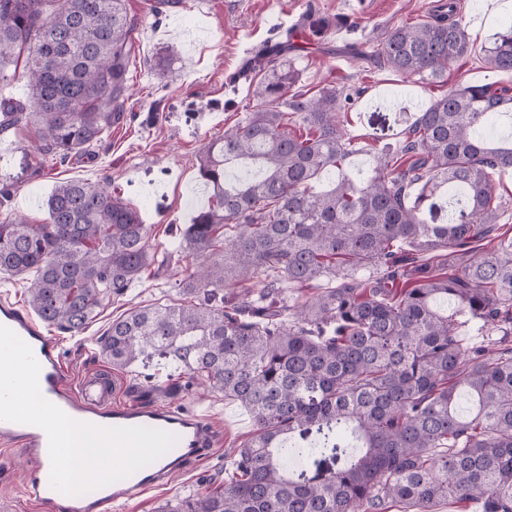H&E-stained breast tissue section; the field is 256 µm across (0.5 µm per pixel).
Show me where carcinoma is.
Wrapping results in <instances>:
<instances>
[{
  "label": "carcinoma",
  "mask_w": 512,
  "mask_h": 512,
  "mask_svg": "<svg viewBox=\"0 0 512 512\" xmlns=\"http://www.w3.org/2000/svg\"><path fill=\"white\" fill-rule=\"evenodd\" d=\"M134 30L125 0H0V81L22 58L31 90L28 105L0 100V133L31 118L39 150L61 159L102 140L128 99ZM367 44L379 67L431 83L470 35L456 0H440L431 20ZM288 50L248 52L244 73L263 75L255 105L199 156L211 203L162 259L194 261L180 299L118 317L98 340L113 368L168 361L252 418L233 477L163 512H512V232L491 179L512 170V141L475 135L512 112V87L448 89L354 175L363 148L339 116L350 94H289L293 61L271 67ZM484 62L512 72V25ZM327 172L333 187L314 190ZM47 207L44 224L0 223V272L24 276L31 311L76 335L157 254L106 186L59 182ZM318 282L288 304L287 289ZM463 316L486 344L462 342Z\"/></svg>",
  "instance_id": "cac0c4a2"
}]
</instances>
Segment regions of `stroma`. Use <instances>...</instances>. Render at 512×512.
Listing matches in <instances>:
<instances>
[{
    "instance_id": "obj_1",
    "label": "stroma",
    "mask_w": 512,
    "mask_h": 512,
    "mask_svg": "<svg viewBox=\"0 0 512 512\" xmlns=\"http://www.w3.org/2000/svg\"><path fill=\"white\" fill-rule=\"evenodd\" d=\"M435 5L436 0H175L162 7L158 0H128L138 49L128 64L129 100L120 119L87 153L63 161L35 151V124L0 134V221L46 223V201L57 182H104L149 224L154 251L164 253L176 231L207 203L198 174L204 145L240 123L255 103L237 78L247 51L285 39L291 28L298 35L291 53L299 71L296 91L312 96L328 85L349 90L343 127L372 150L399 144L406 120L449 84L512 85V72L489 69L483 60L489 37L512 25V0H458L471 51L460 66L450 67L446 81L407 78L352 54L351 45L373 31L425 21ZM161 55L171 58L163 72L156 68ZM188 272L184 262L150 269L106 304L84 333L50 331L74 373L112 372L124 381L121 400L171 402L204 413L213 427L216 446L207 459L188 462L167 485L129 501L122 512H159L164 504L205 491L210 478L227 477L233 448L253 431L249 414L223 395L193 384L173 398L148 387L146 367L114 370L99 354L97 341L112 318L175 297L176 282ZM26 466L19 452L0 458V512H34L19 492Z\"/></svg>"
}]
</instances>
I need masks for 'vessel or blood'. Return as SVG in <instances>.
Returning <instances> with one entry per match:
<instances>
[{"label":"vessel or blood","mask_w":512,"mask_h":512,"mask_svg":"<svg viewBox=\"0 0 512 512\" xmlns=\"http://www.w3.org/2000/svg\"><path fill=\"white\" fill-rule=\"evenodd\" d=\"M0 325L14 331L32 349L40 365L39 386L43 396L71 418L102 427H150L173 433L175 445L162 456L157 469L141 468L128 478L106 487L95 500L80 495L62 496L50 485L48 437L35 425L0 420V446L21 447L29 464L20 488L28 500L49 506L65 500L64 512H114L146 490L163 483L169 472L191 460L205 458L215 445L206 421L170 405L119 402L121 383L112 376L89 373L72 377L54 337L44 333L17 303L0 299Z\"/></svg>","instance_id":"vessel-or-blood-1"}]
</instances>
